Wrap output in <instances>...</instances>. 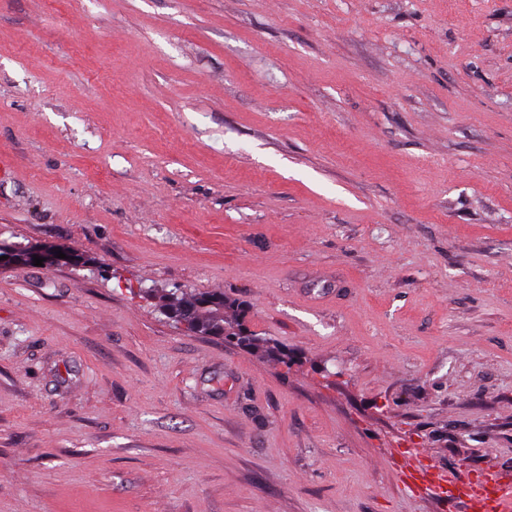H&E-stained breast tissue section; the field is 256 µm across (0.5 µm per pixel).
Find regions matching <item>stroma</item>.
<instances>
[{"instance_id": "obj_1", "label": "stroma", "mask_w": 512, "mask_h": 512, "mask_svg": "<svg viewBox=\"0 0 512 512\" xmlns=\"http://www.w3.org/2000/svg\"><path fill=\"white\" fill-rule=\"evenodd\" d=\"M0 242L93 260L0 266V512H463L402 479H512V0H0ZM159 301V308L163 314L185 311L190 318L188 326L197 332L212 335L218 327L223 334L217 336L275 356L282 362L288 363L291 359L288 349L252 336L237 319H226L227 310L233 308L234 304L224 297L223 293H182L180 297L162 295Z\"/></svg>"}]
</instances>
